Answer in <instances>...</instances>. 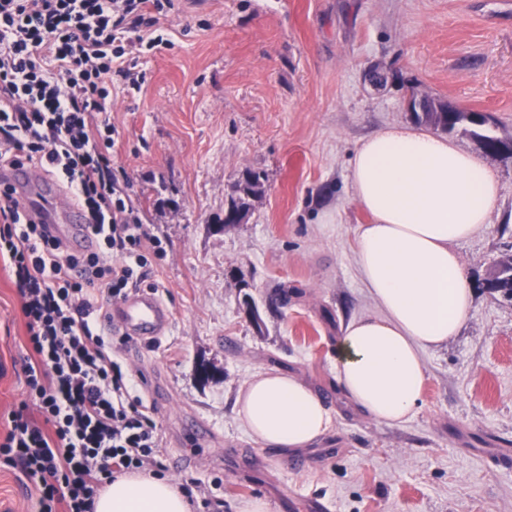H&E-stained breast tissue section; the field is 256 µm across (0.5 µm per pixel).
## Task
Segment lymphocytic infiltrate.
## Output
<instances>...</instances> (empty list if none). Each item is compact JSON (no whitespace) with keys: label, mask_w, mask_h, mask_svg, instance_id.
Returning <instances> with one entry per match:
<instances>
[{"label":"lymphocytic infiltrate","mask_w":512,"mask_h":512,"mask_svg":"<svg viewBox=\"0 0 512 512\" xmlns=\"http://www.w3.org/2000/svg\"><path fill=\"white\" fill-rule=\"evenodd\" d=\"M175 0H0V164H33L86 212L95 247L71 250L0 182V260L7 261L32 353L24 365L38 418L12 411L0 454L38 494V512H91L119 475H160L155 410L131 397L112 346L92 328L96 294L122 296L162 255L114 171L118 131L108 81L139 87L133 52L167 45L160 14Z\"/></svg>","instance_id":"obj_1"}]
</instances>
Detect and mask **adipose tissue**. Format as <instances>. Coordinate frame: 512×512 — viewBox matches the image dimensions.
<instances>
[{
    "label": "adipose tissue",
    "instance_id": "adipose-tissue-1",
    "mask_svg": "<svg viewBox=\"0 0 512 512\" xmlns=\"http://www.w3.org/2000/svg\"><path fill=\"white\" fill-rule=\"evenodd\" d=\"M350 181L372 218L355 231L354 262L378 311L347 323L337 379L357 409L398 426L422 397V352L447 344L468 316L473 290L455 246L487 226L499 185L448 136L402 124L361 142ZM237 406L246 432L273 448L310 447L333 424L315 391L274 371L254 374ZM94 512H190V503L176 484L131 472L97 493Z\"/></svg>",
    "mask_w": 512,
    "mask_h": 512
}]
</instances>
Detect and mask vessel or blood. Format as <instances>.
<instances>
[{
  "label": "vessel or blood",
  "mask_w": 512,
  "mask_h": 512,
  "mask_svg": "<svg viewBox=\"0 0 512 512\" xmlns=\"http://www.w3.org/2000/svg\"><path fill=\"white\" fill-rule=\"evenodd\" d=\"M0 177L13 184L28 203L41 209L46 223L56 225L80 248L88 241L83 231V213L67 196L51 183L39 178L33 168L18 166L0 172ZM112 326L123 335L138 340L155 341L164 336L170 324L165 303L151 291L132 290L112 309Z\"/></svg>",
  "instance_id": "obj_1"
}]
</instances>
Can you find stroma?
<instances>
[{
    "label": "stroma",
    "instance_id": "1",
    "mask_svg": "<svg viewBox=\"0 0 512 512\" xmlns=\"http://www.w3.org/2000/svg\"><path fill=\"white\" fill-rule=\"evenodd\" d=\"M170 46L140 58V89H111L118 130L112 166L130 177L143 221L161 238L139 286L171 322L159 342L122 339L107 321L132 396H168L156 419L164 476L192 479L212 502L192 512H236L260 498L282 512L318 500L331 512H512V301L483 286L512 251V157L482 156L499 182L488 229L457 244L474 291L448 345L424 352L426 382L394 427L357 410L336 380L348 320L376 306L354 263L368 223L350 182L358 145L391 124L414 125L411 93L490 113L512 138V6L504 0H180L161 17ZM385 72L382 89L368 70ZM260 173L264 191L241 223L221 227L233 188ZM286 305H278L280 293ZM26 319L0 262V439L32 398L22 369ZM293 373L333 414L301 449L255 441L236 399L256 372ZM208 429L198 435L183 421ZM187 454L184 467L175 458ZM0 512H37L25 475L0 463Z\"/></svg>",
    "mask_w": 512,
    "mask_h": 512
}]
</instances>
